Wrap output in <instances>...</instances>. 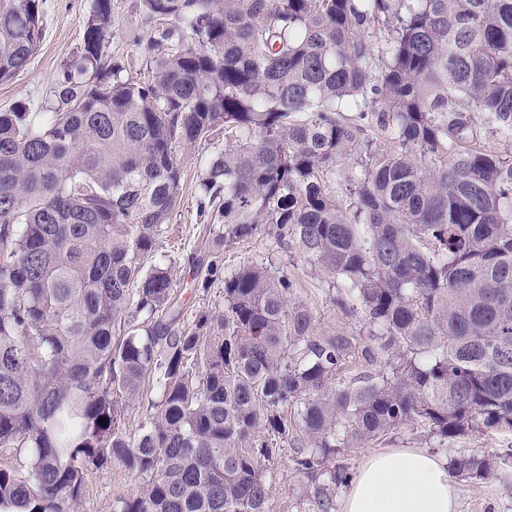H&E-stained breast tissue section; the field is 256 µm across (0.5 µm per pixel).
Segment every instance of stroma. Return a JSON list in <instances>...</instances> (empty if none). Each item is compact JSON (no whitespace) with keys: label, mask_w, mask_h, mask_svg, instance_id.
Wrapping results in <instances>:
<instances>
[{"label":"stroma","mask_w":512,"mask_h":512,"mask_svg":"<svg viewBox=\"0 0 512 512\" xmlns=\"http://www.w3.org/2000/svg\"><path fill=\"white\" fill-rule=\"evenodd\" d=\"M90 0H43V38L25 70L11 80L0 82V111L24 104L29 112L44 116L57 105L55 75L79 50L89 17ZM159 23L142 10L140 0H112V29L107 42V60L120 64L125 76L143 77L148 54L147 43L156 37ZM213 148L201 142L188 148L194 164L184 170L180 200L165 231L160 235L152 261L169 265L173 271V290L184 310L185 320H192L198 310L213 306L223 294L222 282L203 290L193 287L192 271L201 262L217 260L233 268L249 261L278 255L287 265L289 277L299 288L298 297L317 316L322 330L348 335L358 334L359 314L348 313L331 304L333 279L311 265L296 251L277 248L267 234L226 248L215 245L211 225L197 215V195L205 172L203 165ZM489 451L503 457L512 453V436L487 433L462 437L448 444L445 459ZM457 512H512V464L498 465L494 474L483 480L454 476ZM135 483L124 469L113 466L93 476L82 512H112L117 497L131 494Z\"/></svg>","instance_id":"stroma-1"}]
</instances>
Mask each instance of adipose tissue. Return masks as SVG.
<instances>
[{"mask_svg":"<svg viewBox=\"0 0 512 512\" xmlns=\"http://www.w3.org/2000/svg\"><path fill=\"white\" fill-rule=\"evenodd\" d=\"M340 512H456L448 463L419 448L370 454L342 496Z\"/></svg>","mask_w":512,"mask_h":512,"instance_id":"1","label":"adipose tissue"}]
</instances>
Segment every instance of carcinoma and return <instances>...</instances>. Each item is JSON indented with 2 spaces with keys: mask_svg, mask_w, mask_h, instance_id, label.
Returning <instances> with one entry per match:
<instances>
[{
  "mask_svg": "<svg viewBox=\"0 0 512 512\" xmlns=\"http://www.w3.org/2000/svg\"><path fill=\"white\" fill-rule=\"evenodd\" d=\"M42 2L0 0V82L37 52ZM142 6L167 24L147 80L105 65L111 0H92L61 106L0 112V512H80L112 465L136 483L113 512H273L288 458L335 512L349 448L512 433V160L491 146L512 138V0ZM202 141L216 240L295 249L361 336L321 330L272 259L210 262L222 302L180 324L171 269L145 260L176 145ZM357 149L339 200L325 176Z\"/></svg>",
  "mask_w": 512,
  "mask_h": 512,
  "instance_id": "obj_1",
  "label": "carcinoma"
}]
</instances>
